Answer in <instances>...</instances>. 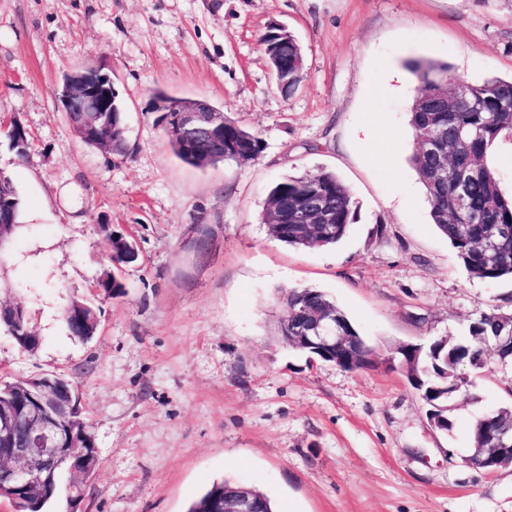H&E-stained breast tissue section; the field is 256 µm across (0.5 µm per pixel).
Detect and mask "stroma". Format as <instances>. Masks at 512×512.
<instances>
[{
    "label": "stroma",
    "mask_w": 512,
    "mask_h": 512,
    "mask_svg": "<svg viewBox=\"0 0 512 512\" xmlns=\"http://www.w3.org/2000/svg\"><path fill=\"white\" fill-rule=\"evenodd\" d=\"M285 24L303 50L282 96L260 45ZM470 83L512 76V0H0V117L32 136L0 170L22 200L0 265V298L21 300L39 349L0 331V381L69 380L99 451L79 504L61 474L49 512H185L236 479L276 512H512V465H467L471 430L512 406V366L472 375L433 428L403 368L350 372L277 338L282 290L324 291L381 357L454 341L491 308L512 312V280L471 277L436 229L410 125L413 59ZM95 67L124 103L127 151L86 145L58 98L65 73ZM202 99L257 132L248 164L191 167L156 124L154 93ZM336 172L357 210L333 247L291 248L262 221L281 179ZM133 235L140 259L114 268L100 232ZM207 252L198 254V228ZM116 269L88 341L63 319Z\"/></svg>",
    "instance_id": "35a3bbf8"
}]
</instances>
